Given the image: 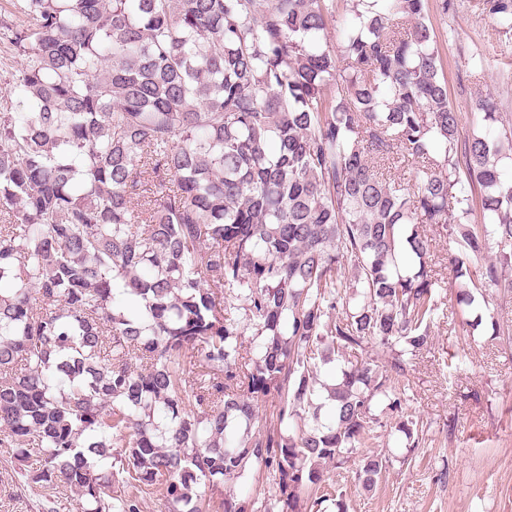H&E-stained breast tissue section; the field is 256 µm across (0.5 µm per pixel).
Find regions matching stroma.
Returning a JSON list of instances; mask_svg holds the SVG:
<instances>
[{
	"label": "stroma",
	"instance_id": "stroma-1",
	"mask_svg": "<svg viewBox=\"0 0 512 512\" xmlns=\"http://www.w3.org/2000/svg\"><path fill=\"white\" fill-rule=\"evenodd\" d=\"M429 20L464 133L498 134L512 121V32H502L486 0H451L446 12L429 0ZM487 94L497 104L491 125L475 108ZM448 291L404 381L403 411L417 421L422 441L409 447L393 428L394 414L377 403L369 444L344 465L324 467V487L346 512H512V295L487 287L463 310L456 285ZM371 454L390 462L366 491L354 472ZM272 486L266 469L252 467L211 492L210 512H219L226 493L262 503Z\"/></svg>",
	"mask_w": 512,
	"mask_h": 512
}]
</instances>
